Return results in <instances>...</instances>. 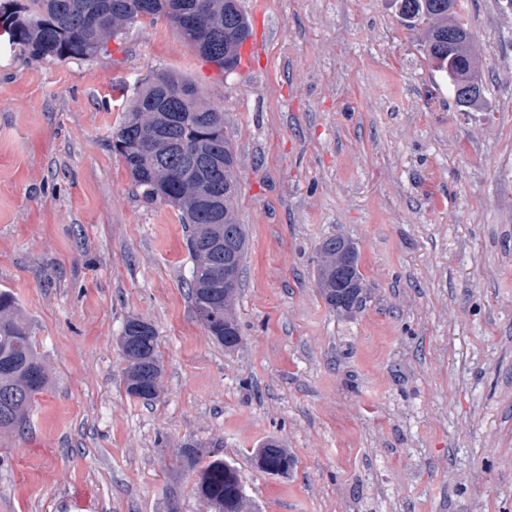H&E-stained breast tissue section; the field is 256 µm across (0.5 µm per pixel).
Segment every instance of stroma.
I'll use <instances>...</instances> for the list:
<instances>
[{"instance_id":"35a3bbf8","label":"stroma","mask_w":512,"mask_h":512,"mask_svg":"<svg viewBox=\"0 0 512 512\" xmlns=\"http://www.w3.org/2000/svg\"><path fill=\"white\" fill-rule=\"evenodd\" d=\"M261 51L219 74L165 20L91 59L0 40V290L49 384L0 436V512H209L181 464L216 443L247 512H512V0H462L486 78L459 110L395 0H239ZM224 112L248 250L226 350L196 317L180 212L112 149L153 71ZM353 241L366 295L331 310L319 247ZM158 336L159 398L118 346ZM270 438L294 459L258 469ZM119 347L126 362L127 393L146 403L154 401L159 394L161 376L155 328L143 319L129 318L123 326Z\"/></svg>"}]
</instances>
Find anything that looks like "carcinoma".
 <instances>
[{"mask_svg": "<svg viewBox=\"0 0 512 512\" xmlns=\"http://www.w3.org/2000/svg\"><path fill=\"white\" fill-rule=\"evenodd\" d=\"M209 10L198 14L201 2ZM408 23L426 22L424 49L440 72L459 86L480 77L475 36L462 21L459 0H397ZM165 18L187 46L229 73L238 66L249 25L237 0H0V23L14 43L36 60L91 58L110 40L145 19ZM133 185L147 203L164 202L180 211L188 226L193 261L187 282L198 320L225 349L241 340L232 313L238 289L224 290V260L243 274L246 230L238 216L237 158L224 135V112L208 103L189 80L160 70L144 80L112 136ZM318 291L333 310L350 311L366 289L358 252L348 240L329 237L320 247ZM129 395L148 403L159 394L158 336L144 320L128 319L119 338ZM46 367L28 323L8 291H0V433L22 430L35 398L47 385ZM185 466L196 472L195 490L212 512H244L247 500L237 468L208 449L184 444ZM256 466L284 474L293 465L284 445L270 439L255 449Z\"/></svg>", "mask_w": 512, "mask_h": 512, "instance_id": "1", "label": "carcinoma"}]
</instances>
